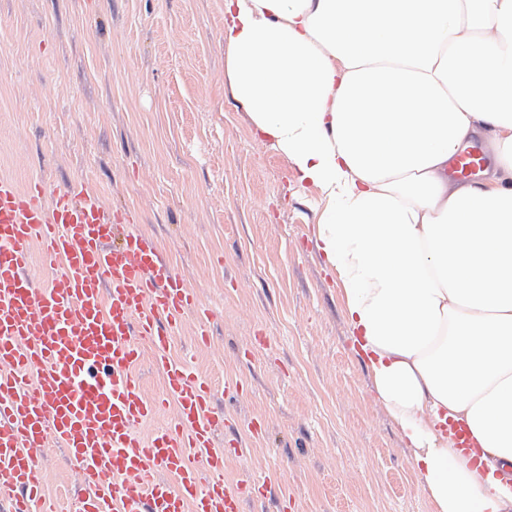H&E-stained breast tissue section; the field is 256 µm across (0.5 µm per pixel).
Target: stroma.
<instances>
[{
    "label": "stroma",
    "instance_id": "stroma-1",
    "mask_svg": "<svg viewBox=\"0 0 512 512\" xmlns=\"http://www.w3.org/2000/svg\"><path fill=\"white\" fill-rule=\"evenodd\" d=\"M82 183L143 229L212 314L176 356L230 421L260 419L249 456L278 472L247 512H434L409 450L350 349L316 246L322 194L297 186L224 80V0H0V173ZM49 498L77 491L66 451L39 452Z\"/></svg>",
    "mask_w": 512,
    "mask_h": 512
}]
</instances>
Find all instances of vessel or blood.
I'll return each mask as SVG.
<instances>
[{
    "mask_svg": "<svg viewBox=\"0 0 512 512\" xmlns=\"http://www.w3.org/2000/svg\"><path fill=\"white\" fill-rule=\"evenodd\" d=\"M481 144L458 153L452 174L475 180ZM54 275L45 288L29 275L33 259ZM201 341L210 336L200 306L144 231L134 209L105 206L80 184L47 193L42 180L21 187L0 175V503L8 512H54L42 504L39 449L65 448L82 489L71 512H245L267 496L272 472L224 479L227 457L246 456L241 440L215 444L224 412L211 383L171 355L188 312ZM165 381L147 398L133 369L144 352ZM168 427L140 426L162 403Z\"/></svg>",
    "mask_w": 512,
    "mask_h": 512,
    "instance_id": "obj_1",
    "label": "vessel or blood"
}]
</instances>
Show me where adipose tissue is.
Here are the masks:
<instances>
[{
    "mask_svg": "<svg viewBox=\"0 0 512 512\" xmlns=\"http://www.w3.org/2000/svg\"><path fill=\"white\" fill-rule=\"evenodd\" d=\"M224 62L324 196L316 245L434 512H512V0H224ZM479 132L484 180L451 181Z\"/></svg>",
    "mask_w": 512,
    "mask_h": 512,
    "instance_id": "1",
    "label": "adipose tissue"
}]
</instances>
